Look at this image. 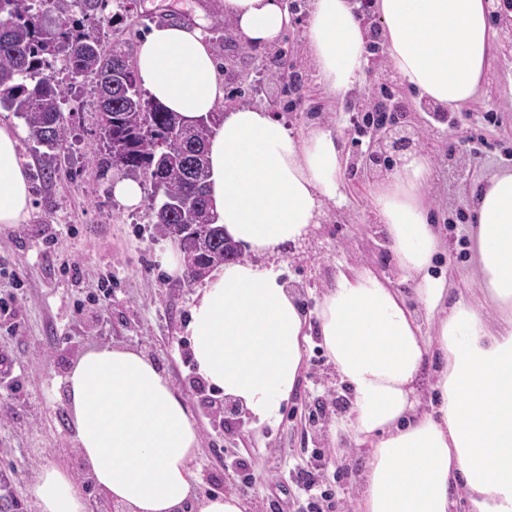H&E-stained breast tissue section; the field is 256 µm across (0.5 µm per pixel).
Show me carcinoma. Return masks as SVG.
Wrapping results in <instances>:
<instances>
[{
    "label": "carcinoma",
    "instance_id": "cac0c4a2",
    "mask_svg": "<svg viewBox=\"0 0 512 512\" xmlns=\"http://www.w3.org/2000/svg\"><path fill=\"white\" fill-rule=\"evenodd\" d=\"M77 2L82 18L54 25L51 9L66 11L67 0H0V109L23 118L39 144L59 151L68 142L62 105L69 87L44 74L48 58L63 56L73 79L95 76L98 113L105 117L99 122L107 152L101 166L119 164L161 194L152 224L163 238L182 233L189 278L237 261L238 244L211 222L208 124H184L142 92L125 54L101 47L96 28L112 23L104 14L108 0ZM87 21L95 26L85 27Z\"/></svg>",
    "mask_w": 512,
    "mask_h": 512
}]
</instances>
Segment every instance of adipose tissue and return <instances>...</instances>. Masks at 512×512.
<instances>
[{
	"label": "adipose tissue",
	"instance_id": "1",
	"mask_svg": "<svg viewBox=\"0 0 512 512\" xmlns=\"http://www.w3.org/2000/svg\"><path fill=\"white\" fill-rule=\"evenodd\" d=\"M225 18L252 45L288 30L284 0H222ZM386 61L405 86L439 108L477 93L492 50L486 0H376ZM306 39L316 71L347 93L368 67L364 27L351 0H310ZM150 97L189 125L212 120L211 214L253 253L275 256L319 224L342 192V155L331 132L291 133L249 106L223 109L224 84L200 27H151L135 52ZM18 132L0 125V226L25 223L32 191ZM431 177L414 153L372 193L405 278L434 332L426 336L404 298L372 270L338 273L318 314L324 350L352 394L342 426L368 463L354 512H512V171L492 175L473 209L477 292L447 303L430 275L441 250L421 196ZM307 321L281 271L248 260L219 266L192 307L187 331L198 375L259 420L275 419L303 364ZM437 358L429 399L418 392ZM75 444L94 486L126 512H183L199 446L186 404L136 349L104 344L75 359L65 378ZM40 512H86L81 490L45 469L30 487Z\"/></svg>",
	"mask_w": 512,
	"mask_h": 512
}]
</instances>
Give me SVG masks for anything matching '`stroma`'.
<instances>
[{
	"label": "stroma",
	"instance_id": "1",
	"mask_svg": "<svg viewBox=\"0 0 512 512\" xmlns=\"http://www.w3.org/2000/svg\"><path fill=\"white\" fill-rule=\"evenodd\" d=\"M297 8L286 34L295 49L288 71L302 86L300 98L281 83L252 74L253 94L242 93L239 73L252 58L271 60L272 48L215 41L213 48L224 81V107L257 106L262 95L278 101V115L295 133L320 125L337 137L345 165L343 200L328 202L318 228L278 260L283 280L298 298L311 326L303 368L291 398L275 421L258 423L241 414L239 423L224 424L212 417L208 402L224 396L198 387L185 330L202 280L169 275L165 260L172 244L156 238L150 218L155 198L143 184L137 209L126 208L112 194L116 170L99 172L92 153L100 146L92 81L78 80L63 106L69 119L66 149L49 158L30 134L23 118L0 110V124L23 129L19 155L32 189V209L26 223L0 229V298L12 302L16 326L0 331V355L16 364L17 385L0 386V476L11 478L12 500L7 512H39L29 493L31 484L47 468L77 476L79 464L62 381L73 359L95 346L130 347L146 355L183 398L198 430L199 448L192 463V499L234 491L242 494L248 512H263L267 499L278 498L283 512H307L306 501L288 481L274 482L271 462L290 471L320 461L346 506L356 497L354 479L366 463L365 450L343 434L333 435L336 421L348 415L351 396L329 361L315 328L324 293L338 271L366 267L402 291L424 335L433 326L418 301L412 283L403 281L395 255L371 206L372 177L360 175L350 162L368 148V136L354 132L349 105L359 103L373 86L359 81L346 95L330 93L321 82L304 48L307 0ZM220 0H109L100 40L114 44L139 43L153 25L175 20L210 28L221 13ZM380 82L397 91L414 111L424 131L422 154L434 169L433 182L423 190L431 223L437 224L444 244L440 261L431 268L444 277L449 300L475 290L473 246L468 242L474 195L495 173L512 171L504 160L512 152V52L495 43L490 65L478 94L459 110L440 115L421 111L414 95L397 74L381 67ZM481 138L479 155L454 152L459 137ZM51 163L53 182L40 177ZM112 295L103 298L104 284ZM252 485L242 489L243 474Z\"/></svg>",
	"mask_w": 512,
	"mask_h": 512
}]
</instances>
